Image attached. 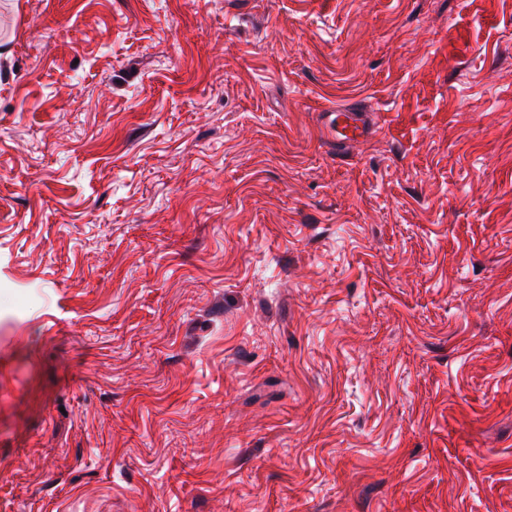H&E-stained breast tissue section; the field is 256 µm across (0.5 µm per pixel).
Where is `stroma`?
Here are the masks:
<instances>
[{"instance_id": "35a3bbf8", "label": "stroma", "mask_w": 512, "mask_h": 512, "mask_svg": "<svg viewBox=\"0 0 512 512\" xmlns=\"http://www.w3.org/2000/svg\"><path fill=\"white\" fill-rule=\"evenodd\" d=\"M0 512H512V0H0ZM323 112L326 129L336 135V142L350 143L367 140L372 135V127L366 109L353 106H336Z\"/></svg>"}]
</instances>
